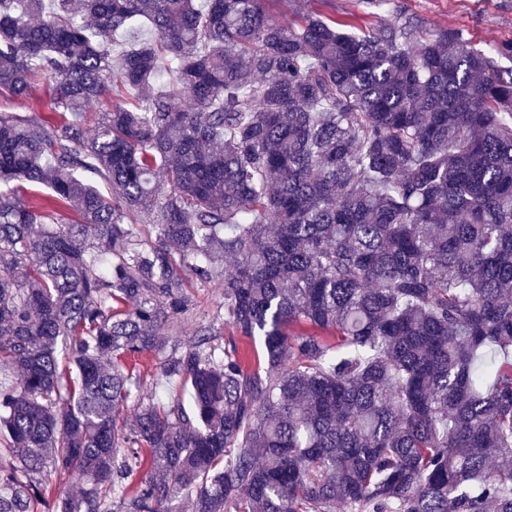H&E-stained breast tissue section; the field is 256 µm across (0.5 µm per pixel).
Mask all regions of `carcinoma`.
I'll return each instance as SVG.
<instances>
[{
  "label": "carcinoma",
  "mask_w": 512,
  "mask_h": 512,
  "mask_svg": "<svg viewBox=\"0 0 512 512\" xmlns=\"http://www.w3.org/2000/svg\"><path fill=\"white\" fill-rule=\"evenodd\" d=\"M264 2L0 0V512H512V41ZM310 0H270L265 7L267 12L280 23L294 24L309 9ZM54 83L40 80L37 90L28 99H14L7 94H0V112H18L21 115L47 116L53 109ZM193 292L197 299V319L204 318L212 307L224 301V287L217 282L200 288L194 282ZM154 356L151 353H146L140 358L142 364L141 370L144 373L143 381L145 391L148 393H156L157 397L163 402H168L176 395H179V391L174 389L173 385L166 384L159 380L158 374L155 370Z\"/></svg>",
  "instance_id": "obj_1"
}]
</instances>
